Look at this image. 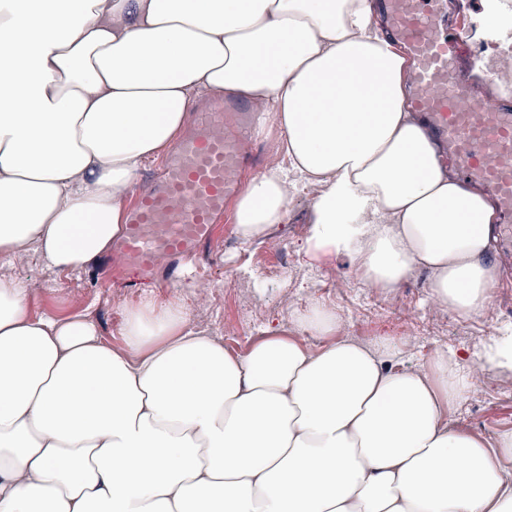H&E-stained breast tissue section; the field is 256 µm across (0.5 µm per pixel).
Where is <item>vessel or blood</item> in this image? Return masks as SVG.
<instances>
[{
	"instance_id": "b4317fda",
	"label": "vessel or blood",
	"mask_w": 512,
	"mask_h": 512,
	"mask_svg": "<svg viewBox=\"0 0 512 512\" xmlns=\"http://www.w3.org/2000/svg\"><path fill=\"white\" fill-rule=\"evenodd\" d=\"M391 37L415 63L411 111L425 119L462 176L488 192L512 236V106L480 101L463 67L464 30L448 34V0H383ZM246 104L226 102L198 112L195 124L157 177L141 186L118 242V262L102 265L104 281L126 283L136 273L152 284L159 256L203 258L225 209L241 189V172L259 163Z\"/></svg>"
}]
</instances>
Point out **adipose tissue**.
Here are the masks:
<instances>
[{"mask_svg": "<svg viewBox=\"0 0 512 512\" xmlns=\"http://www.w3.org/2000/svg\"><path fill=\"white\" fill-rule=\"evenodd\" d=\"M373 0H0V259L82 269L108 250L141 164L196 98L250 101L289 169L253 176L246 242L321 183L311 239L386 292L427 268L469 318L501 273L492 201L450 176L406 110L411 61ZM0 276V512H512V431L448 424L477 369L512 374V334L394 368L397 342L338 336L311 306L241 355L176 303L126 308L123 343L32 316ZM320 337V346L301 335Z\"/></svg>", "mask_w": 512, "mask_h": 512, "instance_id": "ef3b65f1", "label": "adipose tissue"}]
</instances>
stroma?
<instances>
[{
	"mask_svg": "<svg viewBox=\"0 0 512 512\" xmlns=\"http://www.w3.org/2000/svg\"><path fill=\"white\" fill-rule=\"evenodd\" d=\"M448 2L449 19H460L465 28L463 53L468 61L490 59L498 54L501 44L512 39L504 30L493 40L479 33L477 18L484 9V0ZM320 192V187L310 184L289 197L280 247L260 241H238L232 229L221 232L206 258L187 267L180 281L162 287H116L100 280L99 260L71 273L46 268L33 253L9 265H0V274L27 283L32 315H87L100 337L115 347L121 346L122 339L120 331L112 327L114 309L121 307L126 298L138 302L147 292L162 302L179 300L193 330L219 337L227 332L233 334L239 353L266 331H288L294 315L320 303L334 309L342 319V335L364 343L380 336L407 343L409 352L399 364L408 369L416 368L423 357L438 347L480 350L487 338L483 327L488 321L512 325L511 242L501 237L495 241L491 260L503 277L493 288L485 311L475 317L460 318L431 298V273L427 268H414L400 288L387 293L368 288L349 256L310 241L309 217ZM277 250L290 264L286 274L262 275L248 283L235 282V272L247 257H263ZM203 277L210 279L213 286L212 294L205 300L196 289ZM448 422L487 436L512 430V387H501L496 376L477 377L467 399L449 409Z\"/></svg>",
	"mask_w": 512,
	"mask_h": 512,
	"instance_id": "35a3bbf8",
	"label": "stroma"
}]
</instances>
